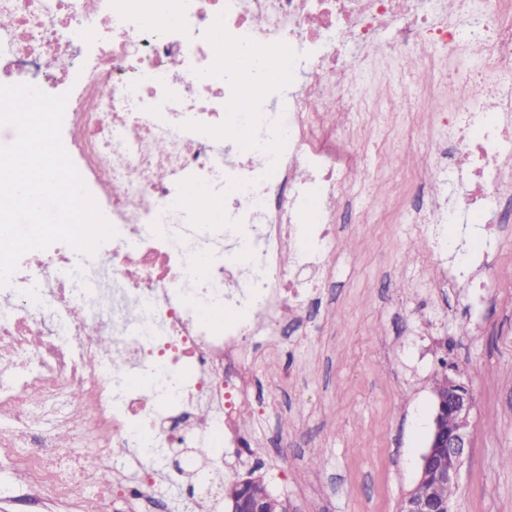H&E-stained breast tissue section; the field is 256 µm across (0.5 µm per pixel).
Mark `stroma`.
<instances>
[{
    "instance_id": "1",
    "label": "stroma",
    "mask_w": 512,
    "mask_h": 512,
    "mask_svg": "<svg viewBox=\"0 0 512 512\" xmlns=\"http://www.w3.org/2000/svg\"><path fill=\"white\" fill-rule=\"evenodd\" d=\"M388 136L371 170L348 176L365 184V204L336 227V269L321 291V313L307 336H289L288 366L262 358L261 380L293 378L281 396L284 419L262 416L256 402L240 417L263 448H245L224 465L212 491L161 488L168 512H228L225 488L261 479L290 512H399L413 488L432 423L433 383L444 364L470 384L473 448L454 492L456 512H512V223L500 225L494 262L477 277L437 287L439 266L483 235L455 227L454 248L434 263L432 233L405 224L413 179L436 164L431 145L448 129L432 112ZM411 183L396 187L397 167Z\"/></svg>"
}]
</instances>
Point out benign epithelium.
I'll list each match as a JSON object with an SVG mask.
<instances>
[{
  "label": "benign epithelium",
  "instance_id": "7a95c632",
  "mask_svg": "<svg viewBox=\"0 0 512 512\" xmlns=\"http://www.w3.org/2000/svg\"><path fill=\"white\" fill-rule=\"evenodd\" d=\"M475 399L470 387L448 371V386L435 391L433 423L428 446L422 455L420 475L414 488L403 498L399 512H455L454 501L442 493L458 484L460 469L470 448V416ZM251 479L237 481L227 491L230 512H285L287 506L271 495L252 494Z\"/></svg>",
  "mask_w": 512,
  "mask_h": 512
}]
</instances>
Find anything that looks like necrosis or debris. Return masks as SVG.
I'll list each match as a JSON object with an SVG mask.
<instances>
[{"mask_svg":"<svg viewBox=\"0 0 512 512\" xmlns=\"http://www.w3.org/2000/svg\"><path fill=\"white\" fill-rule=\"evenodd\" d=\"M424 0H0V84L67 95L62 142L115 238L95 256L65 243L23 255L0 287V465L15 471L28 512H166L154 481L183 486L207 448L219 463L249 446L239 406L255 398V345L280 350L289 324L305 328L329 270L339 208L359 198L346 170L362 156L363 124L390 129L421 105L492 99L493 111L448 118L427 180L449 178L453 202L408 207L410 223L501 224L512 197V14L465 10L429 17ZM235 37L283 42L298 54L303 92L262 103L282 119L276 167L259 150L184 130L220 124L231 87L202 76L214 59L203 37L217 15ZM393 30L386 96L363 77L372 58L340 62L338 47ZM482 48L485 74L449 78L426 57L419 95L407 98L404 59L419 44ZM189 176L228 192L241 232L198 229L173 209ZM291 265L283 267V250ZM111 337L92 343L88 329ZM104 477L102 493L74 499V484ZM120 498H113V487Z\"/></svg>","mask_w":512,"mask_h":512,"instance_id":"4bbe7bcc","label":"necrosis or debris"}]
</instances>
